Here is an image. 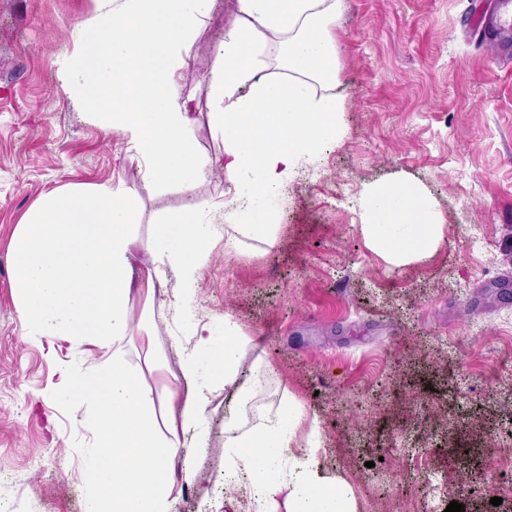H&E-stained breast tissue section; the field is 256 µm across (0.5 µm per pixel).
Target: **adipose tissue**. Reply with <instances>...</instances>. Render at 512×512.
<instances>
[{"instance_id":"adipose-tissue-1","label":"adipose tissue","mask_w":512,"mask_h":512,"mask_svg":"<svg viewBox=\"0 0 512 512\" xmlns=\"http://www.w3.org/2000/svg\"><path fill=\"white\" fill-rule=\"evenodd\" d=\"M343 0H237L238 22L225 32L211 84L213 119L224 135L221 168L228 178L247 173L249 190L239 208L253 209L300 166L303 156L336 141L343 102L318 93L334 82L336 46L328 28ZM276 72H269L267 53ZM367 231L374 246L400 261L431 252L439 240L428 204L417 185L405 182L368 189L364 195ZM134 230L131 198L109 188L88 193L62 188L44 194L13 246L19 312L43 336H91L112 343L111 361L83 371L74 386L78 400L95 403L98 453L88 478L98 490L86 512H171L192 482L190 461H178L180 433L199 427L203 403L192 386L199 365L234 389L246 402L259 383L242 370L243 346L229 324L220 347L200 340L185 357L165 391L178 413H156L144 387L119 352L130 334L128 299L140 286L154 299L163 282L157 269L135 279L130 248ZM293 400L243 427L224 421L225 493L242 492L252 512H355L349 487L321 474L318 432H310L300 454L291 448L304 419Z\"/></svg>"}]
</instances>
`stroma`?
Here are the masks:
<instances>
[{"instance_id":"obj_1","label":"stroma","mask_w":512,"mask_h":512,"mask_svg":"<svg viewBox=\"0 0 512 512\" xmlns=\"http://www.w3.org/2000/svg\"><path fill=\"white\" fill-rule=\"evenodd\" d=\"M123 0H0V512H85L86 467L97 446L93 404L76 405L78 373L110 346L39 336L18 311L12 250L19 224L49 190L109 187L131 196V249L145 261L157 217L179 209L176 189L147 183L128 134L83 113L58 77L83 31ZM486 0H344L331 28L345 133L302 163L287 189L239 212L219 160L211 70L237 0H215L188 41L174 92L196 114L193 144L210 162L193 202L215 233L190 286L195 329L224 341L241 325L245 368L264 375L249 410L200 367L206 408L194 432L196 483L171 512H247L228 502L224 418L252 424L284 398L299 402L296 431L322 440L323 473L352 490L356 512H512V53L473 33ZM410 181L440 240L395 262L371 244L363 194ZM269 223L267 236L242 225ZM238 247L225 252V238ZM179 280L153 302L132 288L124 359L152 389L178 372L194 333L176 328ZM161 358L162 368L151 365ZM500 497L492 505L491 497Z\"/></svg>"}]
</instances>
